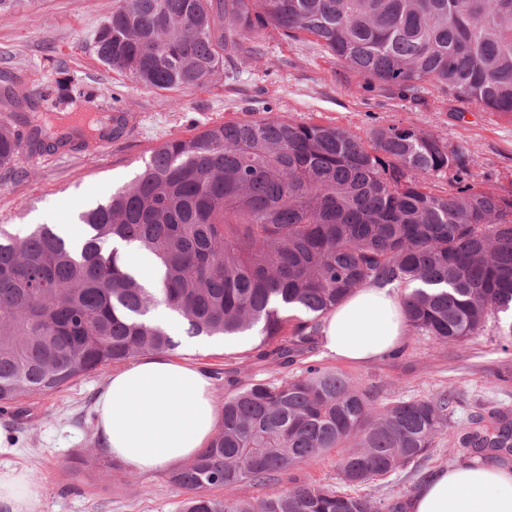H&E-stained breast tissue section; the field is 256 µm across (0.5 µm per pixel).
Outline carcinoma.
<instances>
[{"mask_svg": "<svg viewBox=\"0 0 512 512\" xmlns=\"http://www.w3.org/2000/svg\"><path fill=\"white\" fill-rule=\"evenodd\" d=\"M266 26L311 34L383 89L417 98L428 85L512 117V0H116L91 35L97 59L157 89L202 88ZM41 150L62 147L31 128ZM18 139L0 124V166ZM454 172L446 195L425 178ZM459 149L413 126L365 143L336 127L277 118L226 122L171 140L132 183L83 211L82 244L53 224L23 236L0 225V404L57 392L72 379L180 341L255 332L283 365L312 348L320 320L370 282L404 288L408 325L447 345L512 314V195L468 179ZM150 254L147 288L112 247ZM456 396L378 408L344 376L310 365L281 383L247 384L196 458L164 474L185 494L177 512H377L362 490L427 456ZM471 458L512 452V418L458 425ZM358 439V447H348ZM334 449V485L290 478L235 495Z\"/></svg>", "mask_w": 512, "mask_h": 512, "instance_id": "1", "label": "carcinoma"}]
</instances>
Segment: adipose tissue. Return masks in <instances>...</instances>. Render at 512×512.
<instances>
[{
	"label": "adipose tissue",
	"instance_id": "adipose-tissue-1",
	"mask_svg": "<svg viewBox=\"0 0 512 512\" xmlns=\"http://www.w3.org/2000/svg\"><path fill=\"white\" fill-rule=\"evenodd\" d=\"M408 322L394 288L365 284L320 326L327 354L365 364L398 348ZM96 429L104 449L134 472L192 459L214 435L213 381L199 365L149 355L116 371L97 395ZM42 485L24 468L0 469V512H31ZM406 512H512V468L441 467L405 501Z\"/></svg>",
	"mask_w": 512,
	"mask_h": 512
}]
</instances>
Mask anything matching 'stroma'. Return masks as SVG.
Returning <instances> with one entry per match:
<instances>
[{
    "mask_svg": "<svg viewBox=\"0 0 512 512\" xmlns=\"http://www.w3.org/2000/svg\"><path fill=\"white\" fill-rule=\"evenodd\" d=\"M114 4L36 0L0 11V74L18 77L21 91L39 101L34 112L0 104V122L10 123L20 139L14 162L0 167V224H77L80 211L129 184L166 142L225 122L270 117L335 126L364 139L383 126L414 125L463 149L482 189L512 194V120L433 87L416 101L370 87L315 37L287 39L270 26L254 32L203 88L145 87L108 70L94 54L90 34ZM118 114L127 122L112 137L107 130ZM36 117L49 132H71V144L32 149L28 134ZM258 341L251 332L212 338L176 356L209 371L219 404L250 382L285 381L316 364L344 375L380 405L451 390L459 396L456 423L495 411L512 414V343L492 319L478 334L448 346L407 334L398 350L365 365L328 356L319 345L282 365L256 358ZM107 377L104 371L80 377L58 392L32 396L21 408L0 411V428L14 439L12 451L0 453V467H26L43 486L31 512H177L183 495L165 484L162 472L109 468L94 411ZM81 454L97 456L101 468L72 471ZM459 456L452 427L426 457L365 493L375 501L404 502L436 468L458 464Z\"/></svg>",
    "mask_w": 512,
    "mask_h": 512,
    "instance_id": "stroma-1",
    "label": "stroma"
}]
</instances>
